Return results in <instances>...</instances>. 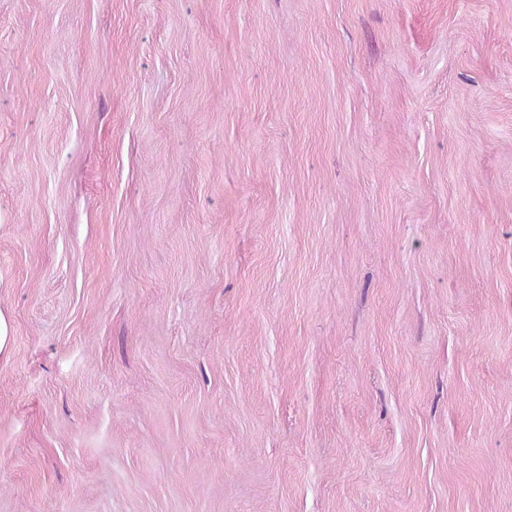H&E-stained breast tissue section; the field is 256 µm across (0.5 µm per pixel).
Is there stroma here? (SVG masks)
<instances>
[{"instance_id":"35a3bbf8","label":"stroma","mask_w":512,"mask_h":512,"mask_svg":"<svg viewBox=\"0 0 512 512\" xmlns=\"http://www.w3.org/2000/svg\"><path fill=\"white\" fill-rule=\"evenodd\" d=\"M0 512H512V0H0Z\"/></svg>"}]
</instances>
